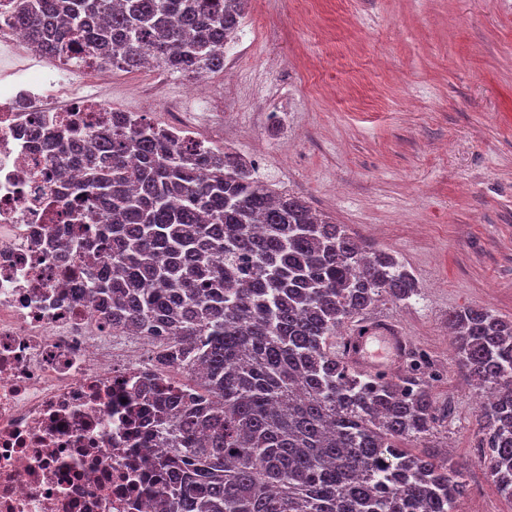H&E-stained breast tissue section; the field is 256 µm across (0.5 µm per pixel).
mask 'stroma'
Wrapping results in <instances>:
<instances>
[{
  "instance_id": "obj_1",
  "label": "stroma",
  "mask_w": 512,
  "mask_h": 512,
  "mask_svg": "<svg viewBox=\"0 0 512 512\" xmlns=\"http://www.w3.org/2000/svg\"><path fill=\"white\" fill-rule=\"evenodd\" d=\"M224 108L257 176L305 197L365 245L393 254L420 294L383 300L367 322L399 325L432 362L448 417L433 446L466 472L463 512H512L480 464L475 392L448 336L465 306L512 319V0H249ZM113 72L122 107L153 123L165 102L199 111L194 79Z\"/></svg>"
}]
</instances>
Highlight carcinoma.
Returning <instances> with one entry per match:
<instances>
[{
	"instance_id": "cac0c4a2",
	"label": "carcinoma",
	"mask_w": 512,
	"mask_h": 512,
	"mask_svg": "<svg viewBox=\"0 0 512 512\" xmlns=\"http://www.w3.org/2000/svg\"><path fill=\"white\" fill-rule=\"evenodd\" d=\"M247 0H17L15 24L45 55L78 48L128 71L224 70ZM80 237L63 262L105 251L85 287L105 319L160 341L158 360L193 384H153L147 401L171 452L157 512H461L464 472L427 450L439 409L424 373H360L336 332L377 302L418 295L392 254L262 183L227 150L178 144L150 123L68 143ZM459 364L483 406L481 458L512 497V320L448 314Z\"/></svg>"
}]
</instances>
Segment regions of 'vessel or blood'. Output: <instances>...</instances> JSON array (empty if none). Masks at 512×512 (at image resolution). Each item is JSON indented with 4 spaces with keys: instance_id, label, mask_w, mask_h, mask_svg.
Instances as JSON below:
<instances>
[{
    "instance_id": "1",
    "label": "vessel or blood",
    "mask_w": 512,
    "mask_h": 512,
    "mask_svg": "<svg viewBox=\"0 0 512 512\" xmlns=\"http://www.w3.org/2000/svg\"><path fill=\"white\" fill-rule=\"evenodd\" d=\"M379 341L381 348L372 352L368 349L369 341ZM409 339L397 328L386 323L368 327L363 335L354 337L350 343L348 356L358 369L380 377L388 376L392 367L400 363Z\"/></svg>"
}]
</instances>
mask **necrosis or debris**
Returning a JSON list of instances; mask_svg holds the SVG:
<instances>
[{"mask_svg":"<svg viewBox=\"0 0 512 512\" xmlns=\"http://www.w3.org/2000/svg\"><path fill=\"white\" fill-rule=\"evenodd\" d=\"M13 5L0 0V512H153L147 477L168 447L134 389L180 386L183 371L106 323L84 273L54 260L78 169L30 136L34 125L63 141L111 128L108 68L93 65L76 94L65 74L82 53L49 65L27 52L5 22Z\"/></svg>","mask_w":512,"mask_h":512,"instance_id":"4bbe7bcc","label":"necrosis or debris"}]
</instances>
